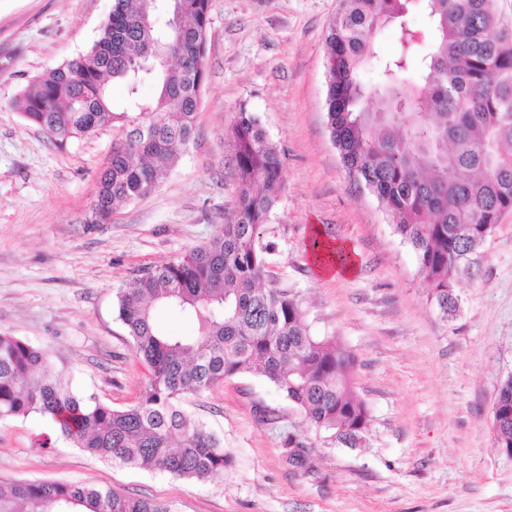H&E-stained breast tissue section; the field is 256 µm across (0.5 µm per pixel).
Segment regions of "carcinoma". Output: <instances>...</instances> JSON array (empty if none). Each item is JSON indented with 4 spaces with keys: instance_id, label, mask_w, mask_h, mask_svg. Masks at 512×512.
Listing matches in <instances>:
<instances>
[{
    "instance_id": "obj_1",
    "label": "carcinoma",
    "mask_w": 512,
    "mask_h": 512,
    "mask_svg": "<svg viewBox=\"0 0 512 512\" xmlns=\"http://www.w3.org/2000/svg\"><path fill=\"white\" fill-rule=\"evenodd\" d=\"M163 0H114L98 39L78 58L33 78L10 105L64 143L112 125L120 134L101 173L87 223L104 224L121 204L152 193L187 149L205 80L209 0H184L181 35L143 24ZM427 20L423 40L406 22ZM396 26L400 53L378 59L375 37ZM175 63L153 64L156 43ZM327 120L350 176L363 184L414 251L443 313L457 308L460 264L512 209V29L496 0H341L325 37ZM122 83L131 111L117 113L108 80ZM157 85L154 101L139 86ZM238 205L208 242L145 271L118 293V319L149 378L139 401L114 409L75 392L56 375L48 350L0 334V418L43 416L69 444L110 464L206 481L224 472L221 440L183 408L224 381L260 371L306 422L353 448L368 410L354 391V357L333 336H316L299 299L266 286L262 242L282 191L280 149L259 117L241 108L231 127ZM166 307L190 318L191 337L153 325ZM493 423L512 448V375L500 382ZM290 457L307 465L290 434ZM0 512H172L163 502L109 486L0 482Z\"/></svg>"
}]
</instances>
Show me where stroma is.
I'll list each match as a JSON object with an SVG mask.
<instances>
[{"mask_svg":"<svg viewBox=\"0 0 512 512\" xmlns=\"http://www.w3.org/2000/svg\"><path fill=\"white\" fill-rule=\"evenodd\" d=\"M196 134L150 195L88 223L116 132L53 144L10 107L27 82L86 52L113 0H0V332L46 347L84 396L123 409L148 371L117 317L144 271L207 242L237 206L230 128L255 112L283 159L284 190L262 229L275 287L313 333L355 359L369 410L359 446L315 430L260 373L185 409L231 462L207 481L114 466L71 447L37 414L0 420V481L108 485L172 512H512V456L492 406L512 375V210L462 264L444 314L376 197L349 177L326 122L325 35L339 0H209ZM354 253L350 276L318 275L313 228ZM295 435L309 468L290 457Z\"/></svg>","mask_w":512,"mask_h":512,"instance_id":"35a3bbf8","label":"stroma"}]
</instances>
